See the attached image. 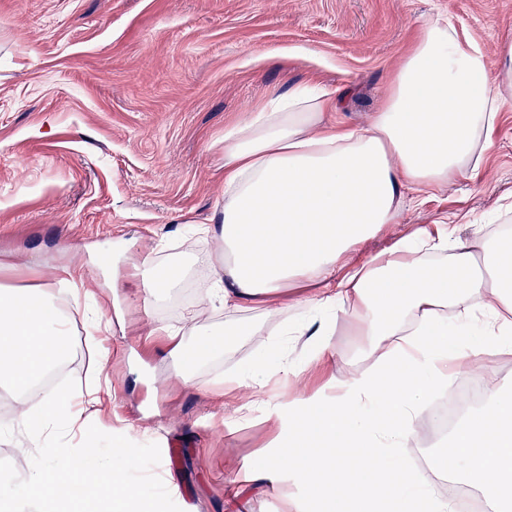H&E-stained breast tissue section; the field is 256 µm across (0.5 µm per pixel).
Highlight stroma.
Segmentation results:
<instances>
[{"instance_id": "stroma-1", "label": "stroma", "mask_w": 512, "mask_h": 512, "mask_svg": "<svg viewBox=\"0 0 512 512\" xmlns=\"http://www.w3.org/2000/svg\"><path fill=\"white\" fill-rule=\"evenodd\" d=\"M431 15L491 54L512 36V0H0V279L42 287L68 271L94 290L113 266L130 269L148 254L162 267L182 264L179 286L158 301L126 280L105 309L123 326L96 337L83 306L57 297L69 348L56 388H93L102 402L68 432L71 444L91 425L158 444L153 472L182 512H323L289 469L256 488L239 483L271 452L268 413L292 424L287 405L242 420L237 408L255 399L250 383L222 401L206 389L274 343L300 372L295 390L309 394L348 381L367 342L351 320L337 321V357L313 366L307 337L283 333L287 322L311 320L302 307L248 319L209 310L216 251L182 226L208 222L224 203L225 125L307 83L347 90L340 119L367 123ZM492 140L477 173L404 203L357 257L391 248L418 224L434 233L450 220L468 236L512 231V105ZM192 310L200 318L189 319ZM160 324L189 343L243 325L252 333L185 365L169 359ZM105 349L112 361L100 374Z\"/></svg>"}]
</instances>
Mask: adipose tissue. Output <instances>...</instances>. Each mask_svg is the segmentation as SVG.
<instances>
[{"mask_svg": "<svg viewBox=\"0 0 512 512\" xmlns=\"http://www.w3.org/2000/svg\"><path fill=\"white\" fill-rule=\"evenodd\" d=\"M510 103L512 38L492 57L432 16L368 126H337L340 95L299 88L225 127L224 206L193 227L219 248L210 302L228 315H278L288 286L311 280L319 289L302 302L325 316L294 329L314 343L311 364L343 316L375 357L336 390L290 394L297 424L278 433L288 454L243 482L285 465L328 512H413L419 498L450 512L402 450L439 386L512 350V236L436 237L419 226L366 262L349 257L393 223L405 197L477 171ZM54 300L45 288L0 285V382L16 393V418L36 448L45 439L34 419L69 428L81 415L70 394L36 386L64 351ZM431 469L463 472L484 489L488 512H512V386H491L487 411L454 428Z\"/></svg>", "mask_w": 512, "mask_h": 512, "instance_id": "1", "label": "adipose tissue"}]
</instances>
